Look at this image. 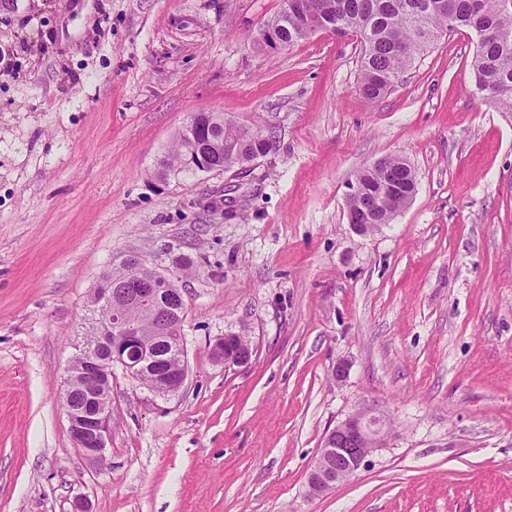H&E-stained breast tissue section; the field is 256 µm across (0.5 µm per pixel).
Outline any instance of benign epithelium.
I'll return each mask as SVG.
<instances>
[{
  "mask_svg": "<svg viewBox=\"0 0 512 512\" xmlns=\"http://www.w3.org/2000/svg\"><path fill=\"white\" fill-rule=\"evenodd\" d=\"M114 336L110 337V353L105 360L98 357L99 326L76 345V353L63 381L62 410L69 423L73 447L98 468L107 466L105 450L111 435L112 371L119 367L128 376L138 378L147 364L159 369L166 383L155 394L166 396L183 388L188 376L186 338L176 337L168 357L153 352V340L137 335L131 323L118 316L113 319ZM385 423L363 412L353 414L331 429L333 448H323L308 477L312 493L320 495L356 475L377 448L382 446Z\"/></svg>",
  "mask_w": 512,
  "mask_h": 512,
  "instance_id": "7a95c632",
  "label": "benign epithelium"
}]
</instances>
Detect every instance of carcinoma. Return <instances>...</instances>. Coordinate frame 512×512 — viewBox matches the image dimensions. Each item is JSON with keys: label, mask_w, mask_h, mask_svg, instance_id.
Returning a JSON list of instances; mask_svg holds the SVG:
<instances>
[{"label": "carcinoma", "mask_w": 512, "mask_h": 512, "mask_svg": "<svg viewBox=\"0 0 512 512\" xmlns=\"http://www.w3.org/2000/svg\"><path fill=\"white\" fill-rule=\"evenodd\" d=\"M453 3L456 19L448 27V9ZM331 16L323 29H341L353 33L360 46L359 91L375 101L388 89L385 79L393 81L406 71L417 55L448 32L460 28L483 26L492 32L472 61L475 85L484 92L497 88L487 96L491 105L503 112H512V13L505 11L503 0H333ZM273 22L282 25L286 45L311 36L301 16L288 13L283 5ZM238 130L224 121L222 112H195L179 132L171 149L160 160L161 174L177 176L190 173L186 159L196 160V151L203 143L224 145V169L236 168L243 158L258 148V143H238ZM387 172L369 166L355 176V183L365 192L348 200L358 212H371L373 224L387 223L380 209L373 206L372 193L383 187ZM112 283V308L99 311L100 322L108 325L111 317L122 315L137 325L143 336L157 337V349L165 355L170 348L168 337L181 335L186 320V305L179 286L146 263L136 254H129L120 266L106 276ZM152 285L151 297L140 291Z\"/></svg>", "instance_id": "obj_1"}]
</instances>
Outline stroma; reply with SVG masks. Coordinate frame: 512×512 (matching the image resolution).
Returning a JSON list of instances; mask_svg holds the SVG:
<instances>
[{
    "label": "stroma",
    "instance_id": "1",
    "mask_svg": "<svg viewBox=\"0 0 512 512\" xmlns=\"http://www.w3.org/2000/svg\"><path fill=\"white\" fill-rule=\"evenodd\" d=\"M282 0H0V512H512V112L477 39H439L381 98L355 40H256ZM195 112L274 127L244 174L160 177ZM405 160L380 229L346 193ZM184 292L189 376H112L108 466L72 445L62 377L126 254ZM247 337L243 366L210 347ZM345 374H338V366ZM388 421L314 496L323 440ZM388 174L389 173L385 172L382 168L369 166L361 170L355 176L354 181L366 189L364 193L358 194L359 188L356 184L349 185L347 196H354L358 194L347 201L349 206L346 204L348 222L356 233L364 235L372 231L370 230L372 227L378 228L381 224H389L391 222H387L386 217L383 216L380 209L373 206L372 196L373 192H376L383 187ZM349 207L358 212L370 211L372 215L371 222L369 224H365V221H362V217L359 214L352 212ZM383 420L359 412L339 422L327 438L334 437L335 448H321L308 477L313 494L320 495L336 484L354 477L376 448L382 446L386 431Z\"/></svg>",
    "mask_w": 512,
    "mask_h": 512
}]
</instances>
